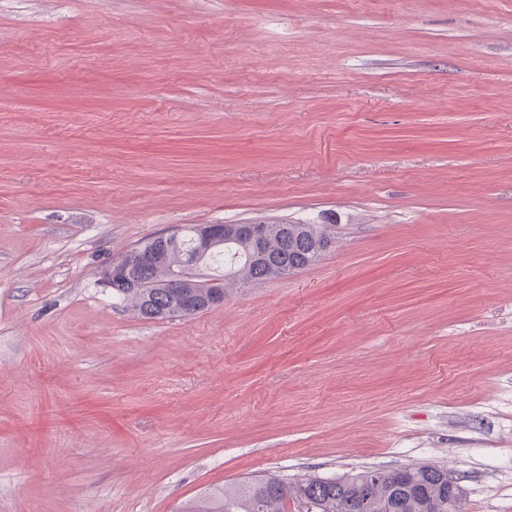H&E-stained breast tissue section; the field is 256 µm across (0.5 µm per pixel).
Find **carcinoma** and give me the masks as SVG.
Here are the masks:
<instances>
[{
    "label": "carcinoma",
    "instance_id": "cac0c4a2",
    "mask_svg": "<svg viewBox=\"0 0 512 512\" xmlns=\"http://www.w3.org/2000/svg\"><path fill=\"white\" fill-rule=\"evenodd\" d=\"M265 236L256 244L242 224L224 225L223 242L216 244L204 263L222 280L224 295L235 287L284 277L317 262L322 253L315 244L332 234L319 224L267 222ZM201 225H186L176 244L157 245L149 237L122 257L125 281L112 285V296L132 315L151 320L186 317L179 310L185 296L195 301L194 313L209 306V289L189 279L172 287L175 275L187 271ZM152 251L149 262L143 253ZM308 495L316 512H346L345 503L356 501L357 512H455L448 505V473L431 465L402 467L398 475L367 469L336 478L313 476L296 483L276 477L244 480L232 487L213 488L183 501L177 512H288V504Z\"/></svg>",
    "mask_w": 512,
    "mask_h": 512
}]
</instances>
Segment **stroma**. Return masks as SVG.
<instances>
[{
	"label": "stroma",
	"mask_w": 512,
	"mask_h": 512,
	"mask_svg": "<svg viewBox=\"0 0 512 512\" xmlns=\"http://www.w3.org/2000/svg\"><path fill=\"white\" fill-rule=\"evenodd\" d=\"M297 219L320 261L187 318L98 279ZM509 389L512 0H0V512L420 465L512 512Z\"/></svg>",
	"instance_id": "stroma-1"
}]
</instances>
